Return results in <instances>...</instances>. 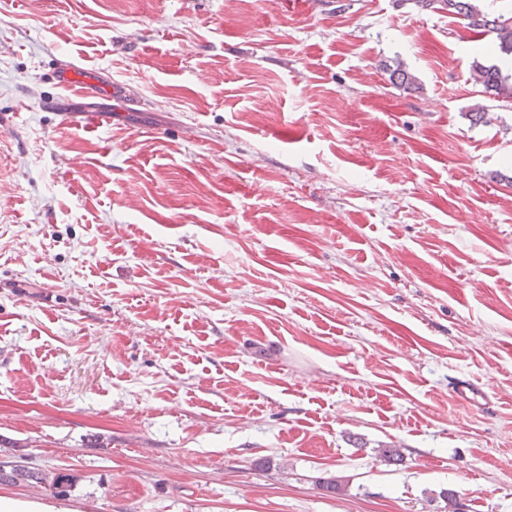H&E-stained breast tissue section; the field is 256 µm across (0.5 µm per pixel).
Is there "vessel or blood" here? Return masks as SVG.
<instances>
[{"instance_id": "b4317fda", "label": "vessel or blood", "mask_w": 512, "mask_h": 512, "mask_svg": "<svg viewBox=\"0 0 512 512\" xmlns=\"http://www.w3.org/2000/svg\"><path fill=\"white\" fill-rule=\"evenodd\" d=\"M51 78L54 84L66 92L69 99L78 101V111H71L64 103L52 99L46 106L69 123L80 117L84 128L96 130L112 117V103L131 104L132 99L126 84L102 78L99 70L79 66L72 61H56Z\"/></svg>"}]
</instances>
